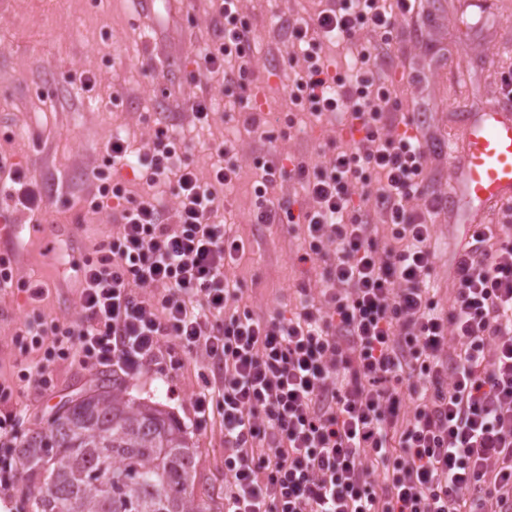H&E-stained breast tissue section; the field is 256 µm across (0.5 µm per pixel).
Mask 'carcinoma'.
Segmentation results:
<instances>
[{
    "instance_id": "cac0c4a2",
    "label": "carcinoma",
    "mask_w": 512,
    "mask_h": 512,
    "mask_svg": "<svg viewBox=\"0 0 512 512\" xmlns=\"http://www.w3.org/2000/svg\"><path fill=\"white\" fill-rule=\"evenodd\" d=\"M17 451L36 512H212L194 495L186 428L160 403L127 396L115 377L59 406Z\"/></svg>"
}]
</instances>
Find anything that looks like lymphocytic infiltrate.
<instances>
[{
  "label": "lymphocytic infiltrate",
  "mask_w": 512,
  "mask_h": 512,
  "mask_svg": "<svg viewBox=\"0 0 512 512\" xmlns=\"http://www.w3.org/2000/svg\"><path fill=\"white\" fill-rule=\"evenodd\" d=\"M240 2L222 0L224 39L199 56L228 85L253 75ZM412 12V0H326L311 28L374 37L347 76L330 74L309 28H289L304 62L292 100L344 114L354 141L312 170L265 161L252 221L304 225L300 262L326 266L319 296L300 290L288 315L242 306L226 271L244 241L218 218L237 166L202 181L160 128L138 164L148 181L174 179L176 207L92 169L89 207L112 208L116 229L71 265L77 318L26 324L20 338L42 357L19 380L50 390L51 365L71 357L132 378L179 351L203 356L214 383L195 408L224 423V512H512V226L473 225L441 307L430 276L443 202L427 189L426 142L388 114L377 48ZM286 178L304 209L269 199ZM17 438L15 412L0 411L1 497Z\"/></svg>",
  "instance_id": "1"
}]
</instances>
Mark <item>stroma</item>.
I'll return each mask as SVG.
<instances>
[{
  "mask_svg": "<svg viewBox=\"0 0 512 512\" xmlns=\"http://www.w3.org/2000/svg\"><path fill=\"white\" fill-rule=\"evenodd\" d=\"M318 0H242L251 29V60L259 79L226 87L202 71L197 49L224 34L216 0H155L152 19H142L136 0H0V153L47 187L49 223L55 240L24 232L14 246L0 245V259L14 270L12 287L0 289V385L11 393L5 408L20 413L19 433L42 425L55 407L93 385L96 374L77 362L57 361L53 386L37 391L20 382L19 370L34 366L39 352L22 350L15 334L23 320L77 317L78 285L60 280L57 249L88 254L112 231L109 211H87L85 190L93 167L104 164V142L123 127L132 148L146 144L159 124L181 131L184 155L202 175L223 164L233 145L239 177L222 192L226 223L238 225L246 250L229 270L244 299L260 313H289L299 288L318 293L322 264L298 262L303 230L295 224H251L255 159L266 155L320 165L342 144L335 123L288 107V87L299 69L285 37L291 21H305ZM384 54L394 62L387 76L398 83V122L409 123L437 146L428 164L429 187L448 195L453 166L440 142L458 136V118L486 110L504 95L512 76V0H417L413 15L399 19ZM414 72L418 85L401 81ZM95 76L85 85V76ZM212 101L210 124L193 125L191 104ZM259 113L271 137L258 141L243 123ZM459 225L436 221L437 259L432 281L440 300L450 295ZM46 287L42 301L30 298L27 281ZM213 380L210 366L183 355L179 367H151L127 380L131 396L164 405L186 427L198 451L196 497L224 512V427L220 415L199 419L194 398Z\"/></svg>",
  "mask_w": 512,
  "mask_h": 512,
  "instance_id": "obj_1",
  "label": "stroma"
}]
</instances>
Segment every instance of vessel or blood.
Masks as SVG:
<instances>
[{"mask_svg":"<svg viewBox=\"0 0 512 512\" xmlns=\"http://www.w3.org/2000/svg\"><path fill=\"white\" fill-rule=\"evenodd\" d=\"M448 152L455 172L449 210L465 208L468 223L478 224L487 209L512 201V111L494 104L468 117Z\"/></svg>","mask_w":512,"mask_h":512,"instance_id":"b4317fda","label":"vessel or blood"}]
</instances>
